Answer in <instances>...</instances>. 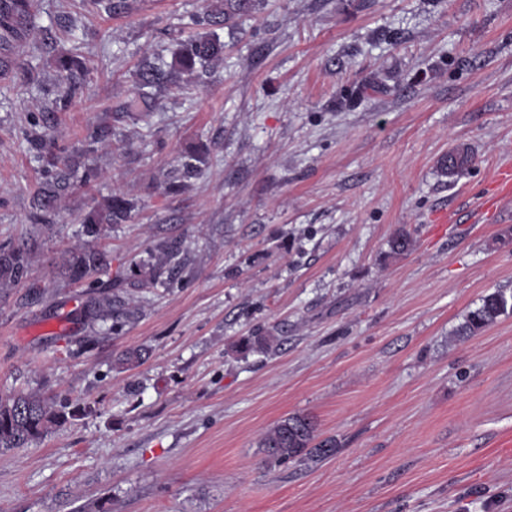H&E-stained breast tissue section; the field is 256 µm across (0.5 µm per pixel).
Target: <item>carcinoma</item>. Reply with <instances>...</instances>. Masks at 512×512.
I'll return each instance as SVG.
<instances>
[{"label": "carcinoma", "instance_id": "1", "mask_svg": "<svg viewBox=\"0 0 512 512\" xmlns=\"http://www.w3.org/2000/svg\"><path fill=\"white\" fill-rule=\"evenodd\" d=\"M256 0H205L202 24L209 27L203 34L175 40L171 62L158 56L144 61L137 73V87L133 97L120 105L121 112H136L146 118L157 105V89L163 87L173 93H182L191 86L184 76H198L213 67L224 55V42L217 30L231 21L256 10ZM37 13V0H10L0 8V68L11 64L16 36L28 30ZM54 67L61 90V99L83 91L90 74L88 63L81 55L69 51L54 59ZM112 135L110 128L96 126L87 129L81 147L68 154L56 148L49 133L32 129L28 138L34 144L42 176L41 186L33 200L30 223L50 228L56 223L58 203L62 195L74 189L75 170L83 169L80 187L92 190L99 179L94 164L97 145ZM471 161L469 152L457 150L442 165L446 175H454ZM198 166L186 162L182 168L167 176L165 190L179 194L185 192L188 180L198 175ZM135 203L114 191L98 202L83 218L85 232L100 236L131 218ZM31 250L12 243L0 244V290L22 284L34 290L35 282H27ZM112 266V254L104 249L83 246L66 252L61 268L70 282L88 280L91 292L80 302L77 315L86 323L99 325L105 333L119 334L125 322L136 319L138 309L127 307L129 288L167 287L175 272L181 270L183 258L179 247L166 239L157 240L147 251V257L131 261L130 276L115 282L103 283L96 275ZM512 313V294L497 290L482 298L481 304L470 311L461 331L465 335L481 332L499 317ZM74 414L56 408L54 402L37 393H15L0 396V452L13 448H26L52 430L65 425ZM317 428L312 417L305 414L289 415L271 426L260 438L265 459L271 463L286 464L306 458H325L336 451V440L316 441Z\"/></svg>", "mask_w": 512, "mask_h": 512}]
</instances>
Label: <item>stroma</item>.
Returning <instances> with one entry per match:
<instances>
[{"label": "stroma", "instance_id": "1", "mask_svg": "<svg viewBox=\"0 0 512 512\" xmlns=\"http://www.w3.org/2000/svg\"><path fill=\"white\" fill-rule=\"evenodd\" d=\"M128 2L39 0L0 77V243L31 248L43 287L0 292V395L75 412L0 453V512H512V315L458 333L512 292V205L471 221L512 162V0H260L191 95L158 91L145 122L116 107L144 59L198 33L201 0ZM76 46L92 73L59 111L53 58ZM37 122L60 148L100 123L120 146L49 229L28 219ZM457 146L472 161L443 175ZM193 153L199 175L166 194ZM115 189L136 209L93 240L113 266L160 237L188 259L132 295L141 314L116 336L68 319L84 286L58 274ZM258 329L279 344L238 354ZM295 413L335 454L267 466L261 435ZM481 304L470 311L461 331L465 335H474L481 332L499 317L512 313V294L497 290L482 298Z\"/></svg>", "mask_w": 512, "mask_h": 512}]
</instances>
